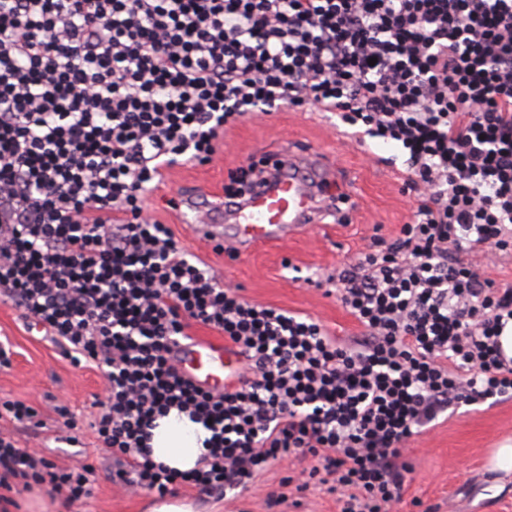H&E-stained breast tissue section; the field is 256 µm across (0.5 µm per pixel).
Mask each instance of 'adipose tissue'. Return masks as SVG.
Masks as SVG:
<instances>
[{"label": "adipose tissue", "mask_w": 512, "mask_h": 512, "mask_svg": "<svg viewBox=\"0 0 512 512\" xmlns=\"http://www.w3.org/2000/svg\"><path fill=\"white\" fill-rule=\"evenodd\" d=\"M211 436L202 424L178 410L158 417L151 430L150 457L169 469L185 472L196 468Z\"/></svg>", "instance_id": "obj_1"}]
</instances>
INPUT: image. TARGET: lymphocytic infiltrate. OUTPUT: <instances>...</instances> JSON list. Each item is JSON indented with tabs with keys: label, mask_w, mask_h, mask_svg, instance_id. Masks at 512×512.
<instances>
[{
	"label": "lymphocytic infiltrate",
	"mask_w": 512,
	"mask_h": 512,
	"mask_svg": "<svg viewBox=\"0 0 512 512\" xmlns=\"http://www.w3.org/2000/svg\"><path fill=\"white\" fill-rule=\"evenodd\" d=\"M283 105L408 155L411 221L336 275L346 342L224 286L145 213L165 169ZM487 248L512 254V0H0V300L101 370L93 427L124 486L241 493L295 455L341 512H389L413 435L512 399V289L469 259ZM195 325L247 362L222 395L171 356ZM172 409L211 433L186 473L147 452ZM21 480L92 495L0 433V488Z\"/></svg>",
	"instance_id": "lymphocytic-infiltrate-1"
}]
</instances>
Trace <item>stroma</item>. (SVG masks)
Segmentation results:
<instances>
[{
  "label": "stroma",
  "instance_id": "1",
  "mask_svg": "<svg viewBox=\"0 0 512 512\" xmlns=\"http://www.w3.org/2000/svg\"><path fill=\"white\" fill-rule=\"evenodd\" d=\"M310 149L336 166L335 183L350 195L356 208L346 224H312L304 232L262 246L245 255L216 250L214 242L195 236L181 223L168 199L193 190L228 185L251 162ZM406 154L395 144L354 133L329 112H306L282 107L252 113L224 132L212 161L205 165L184 162L167 169L160 187L147 203L158 221L168 224L179 246L221 274L249 301L307 314L341 339L360 333L357 320L336 295L326 294L319 280L355 262L373 239H391L409 222L414 200L405 194ZM13 351L10 368L0 369V398L20 399L35 407L45 427L40 432L11 429L18 446L35 449L58 467H92L93 494L83 504L65 510L49 486L36 485L11 492L16 505L9 512H144L148 493L130 492L113 484L109 450L98 447L91 423L106 399L105 380L94 368L72 363L63 349L41 333L29 330L15 307L0 303V341ZM67 405L77 416V429L64 426L54 412ZM512 441V400L489 405L461 406L431 430L413 436L407 455L414 465L395 512H512V491L497 490L485 470L492 449ZM311 459L289 457L259 476L255 488L241 494L208 496L192 489L182 495L193 500L198 512H339L335 495L317 487L305 493L283 485L284 477L311 466ZM284 494L285 502L271 505L269 494ZM301 500L294 508L293 500Z\"/></svg>",
  "mask_w": 512,
  "mask_h": 512
}]
</instances>
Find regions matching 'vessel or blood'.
<instances>
[{
    "label": "vessel or blood",
    "mask_w": 512,
    "mask_h": 512,
    "mask_svg": "<svg viewBox=\"0 0 512 512\" xmlns=\"http://www.w3.org/2000/svg\"><path fill=\"white\" fill-rule=\"evenodd\" d=\"M334 183L331 167L313 153H290L241 205H225L223 194H211L208 220L199 225L195 222L198 202L186 196L180 202L182 219L195 225L200 236L222 239L244 254L259 244L297 235L333 214L330 188ZM173 352L183 377L212 393L235 387L241 380V356L227 342L193 337L180 340Z\"/></svg>",
    "instance_id": "1"
}]
</instances>
